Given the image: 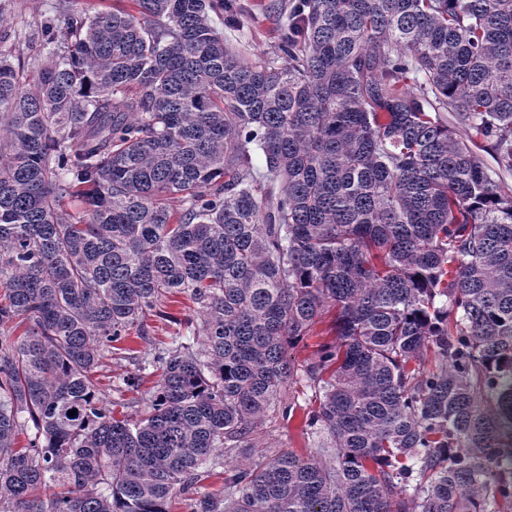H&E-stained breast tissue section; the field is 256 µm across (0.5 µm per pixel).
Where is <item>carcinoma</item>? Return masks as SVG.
<instances>
[{
  "label": "carcinoma",
  "instance_id": "1",
  "mask_svg": "<svg viewBox=\"0 0 512 512\" xmlns=\"http://www.w3.org/2000/svg\"><path fill=\"white\" fill-rule=\"evenodd\" d=\"M134 2L62 0L31 79L0 52V512L512 509V192L472 149L512 171V0L282 2L258 62L212 24L243 4ZM173 294L204 348L119 418L98 368ZM290 383L316 451L249 454ZM334 311L327 312L321 320L313 327L309 335L289 351V355L296 364L301 365L314 357V354L322 344L329 343L335 339L333 329Z\"/></svg>",
  "mask_w": 512,
  "mask_h": 512
}]
</instances>
